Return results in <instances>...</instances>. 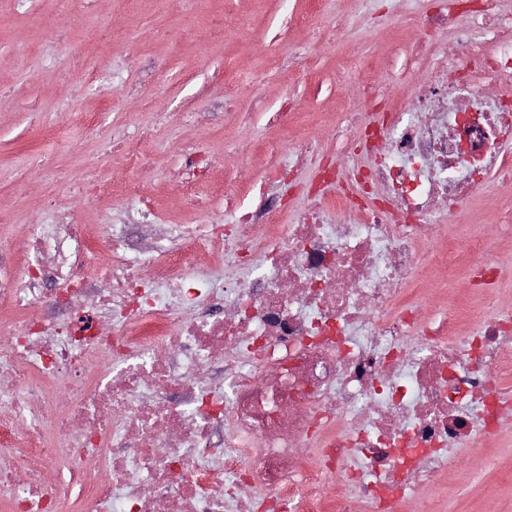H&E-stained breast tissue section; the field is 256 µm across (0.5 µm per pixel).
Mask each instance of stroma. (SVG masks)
I'll use <instances>...</instances> for the list:
<instances>
[{"label":"stroma","mask_w":512,"mask_h":512,"mask_svg":"<svg viewBox=\"0 0 512 512\" xmlns=\"http://www.w3.org/2000/svg\"><path fill=\"white\" fill-rule=\"evenodd\" d=\"M433 0H0V210L13 223L0 224V259L24 256L30 226L52 225L83 206L68 183L88 176L119 184L130 179L143 196L156 200L159 218L144 233L146 243L169 237L174 224H228L225 194L241 195L260 180L273 156L255 153L249 162L225 156L224 141L256 145L276 138L284 152L339 121L343 104L370 82L361 67L374 58L380 75L407 63L404 46L418 14ZM76 13L62 39L49 31L63 8ZM339 23L342 37L326 47L310 41L308 29ZM297 50L318 67V81L300 69L268 70L271 51ZM265 77L263 103L247 112L224 109V83L243 87ZM291 101L295 122L272 128V112ZM98 113L101 129L87 134L81 115ZM152 133L153 165L132 173L106 140ZM204 151L211 167L205 178L183 188L178 167L184 148ZM52 149L63 183L45 179L20 183L34 174L38 154ZM512 187L496 179L476 190L467 221L446 234L463 238L485 231L497 198ZM464 462H450L435 490L447 512H512V485L495 480L512 467V426L496 442L473 440Z\"/></svg>","instance_id":"stroma-1"}]
</instances>
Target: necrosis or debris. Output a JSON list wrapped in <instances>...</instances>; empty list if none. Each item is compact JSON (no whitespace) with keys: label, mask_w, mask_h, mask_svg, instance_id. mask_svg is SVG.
<instances>
[{"label":"necrosis or debris","mask_w":512,"mask_h":512,"mask_svg":"<svg viewBox=\"0 0 512 512\" xmlns=\"http://www.w3.org/2000/svg\"><path fill=\"white\" fill-rule=\"evenodd\" d=\"M414 29V78L364 85L350 130L298 145L316 186L294 221L271 165L250 202L227 198L233 223L182 225L175 249L112 225L103 290L76 216L30 235L23 285L0 280L22 317L0 385L27 386L0 408L9 512H441L451 455L512 421V309L427 307L420 273L500 279L488 250L512 205L442 246L429 218L462 221L484 179L512 182V8L439 0ZM199 245L240 277L187 280Z\"/></svg>","instance_id":"obj_1"}]
</instances>
